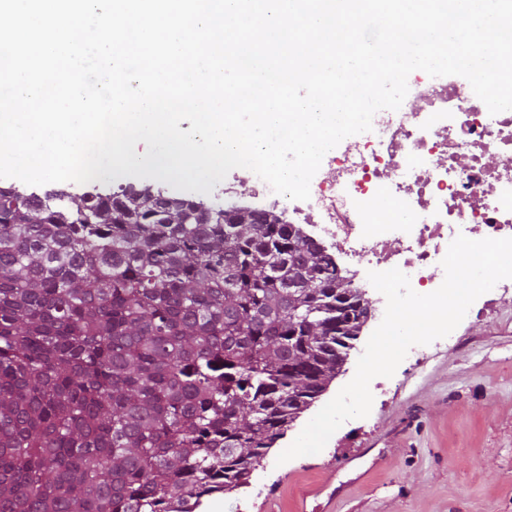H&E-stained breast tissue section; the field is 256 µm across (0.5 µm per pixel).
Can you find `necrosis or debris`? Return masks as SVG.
Here are the masks:
<instances>
[{"label": "necrosis or debris", "instance_id": "1", "mask_svg": "<svg viewBox=\"0 0 512 512\" xmlns=\"http://www.w3.org/2000/svg\"><path fill=\"white\" fill-rule=\"evenodd\" d=\"M325 162L306 201L236 169L224 182V207L318 229L334 256L350 260L361 291L359 270L396 268L415 292L431 293L457 235L512 237V110L489 114L469 84L416 81L412 100L378 111L371 131L344 139Z\"/></svg>", "mask_w": 512, "mask_h": 512}]
</instances>
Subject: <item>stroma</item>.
<instances>
[{
  "label": "stroma",
  "instance_id": "1",
  "mask_svg": "<svg viewBox=\"0 0 512 512\" xmlns=\"http://www.w3.org/2000/svg\"><path fill=\"white\" fill-rule=\"evenodd\" d=\"M381 306L340 374L291 425L247 484L216 494L220 512H512V298L486 292L453 339L400 363L367 417L317 454L278 463L349 383Z\"/></svg>",
  "mask_w": 512,
  "mask_h": 512
}]
</instances>
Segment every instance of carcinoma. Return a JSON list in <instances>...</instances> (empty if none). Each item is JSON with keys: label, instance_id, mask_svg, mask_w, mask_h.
<instances>
[{"label": "carcinoma", "instance_id": "carcinoma-1", "mask_svg": "<svg viewBox=\"0 0 512 512\" xmlns=\"http://www.w3.org/2000/svg\"><path fill=\"white\" fill-rule=\"evenodd\" d=\"M0 186V512H196L336 378L360 297L297 224Z\"/></svg>", "mask_w": 512, "mask_h": 512}]
</instances>
